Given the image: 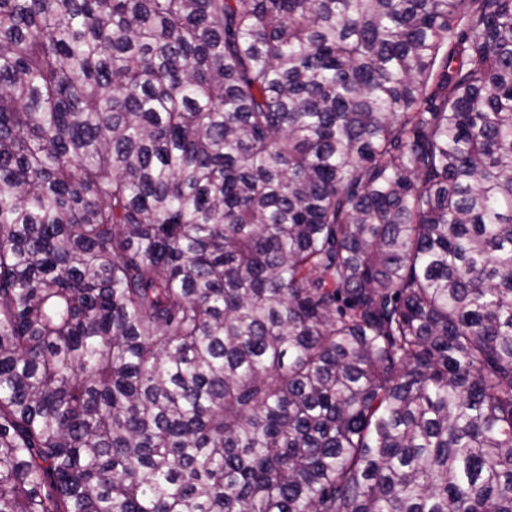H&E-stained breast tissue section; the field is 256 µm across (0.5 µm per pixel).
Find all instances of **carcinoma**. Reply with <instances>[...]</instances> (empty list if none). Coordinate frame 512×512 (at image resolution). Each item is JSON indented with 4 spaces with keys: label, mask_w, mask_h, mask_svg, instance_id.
Wrapping results in <instances>:
<instances>
[{
    "label": "carcinoma",
    "mask_w": 512,
    "mask_h": 512,
    "mask_svg": "<svg viewBox=\"0 0 512 512\" xmlns=\"http://www.w3.org/2000/svg\"><path fill=\"white\" fill-rule=\"evenodd\" d=\"M0 512H512V0H0Z\"/></svg>",
    "instance_id": "1"
}]
</instances>
